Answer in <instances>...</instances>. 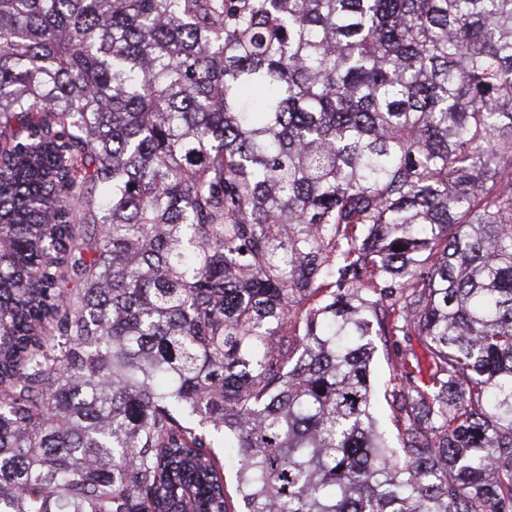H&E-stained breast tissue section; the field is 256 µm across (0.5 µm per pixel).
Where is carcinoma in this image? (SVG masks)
I'll list each match as a JSON object with an SVG mask.
<instances>
[{
    "mask_svg": "<svg viewBox=\"0 0 512 512\" xmlns=\"http://www.w3.org/2000/svg\"><path fill=\"white\" fill-rule=\"evenodd\" d=\"M237 503L512 512V0H0V512ZM375 344L377 351L374 357L373 375L381 387L386 386L392 377V368L388 353L393 355V351L397 346L403 349L412 346L419 355L423 354L421 340L418 336H411V345H409V342L405 341L402 336H378L375 339Z\"/></svg>",
    "mask_w": 512,
    "mask_h": 512,
    "instance_id": "1",
    "label": "carcinoma"
}]
</instances>
